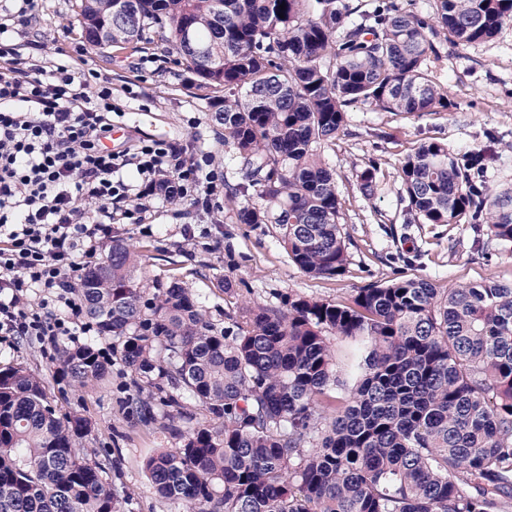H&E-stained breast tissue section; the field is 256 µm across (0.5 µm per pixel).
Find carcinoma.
<instances>
[{"label":"carcinoma","instance_id":"obj_1","mask_svg":"<svg viewBox=\"0 0 512 512\" xmlns=\"http://www.w3.org/2000/svg\"><path fill=\"white\" fill-rule=\"evenodd\" d=\"M285 9H280V5ZM93 49L158 32L212 102L241 182L240 224H268L314 277L349 267L336 171L325 145L351 110L407 118L452 106L434 68L512 22V0H77ZM484 152L427 140L399 161L407 224H458L512 252V192L480 177ZM370 158L356 189L375 195ZM134 254L112 240L78 292L117 343L133 386L183 418V446L148 457L156 492L186 512H505L512 504V282L369 284L345 302L250 301L217 329L191 288L147 296ZM356 344L349 386L329 337ZM112 362L64 347L58 374L83 388ZM194 403L217 423L191 424ZM86 418L60 417L43 379L0 369V512H120L112 460L87 451Z\"/></svg>","mask_w":512,"mask_h":512}]
</instances>
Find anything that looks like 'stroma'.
<instances>
[{"instance_id":"obj_1","label":"stroma","mask_w":512,"mask_h":512,"mask_svg":"<svg viewBox=\"0 0 512 512\" xmlns=\"http://www.w3.org/2000/svg\"><path fill=\"white\" fill-rule=\"evenodd\" d=\"M75 4L42 0L37 22L19 30L18 40L36 37L44 43V52L34 56L36 64L95 69L100 81L111 83L112 106L119 112L116 123L130 136L146 144L173 142L193 155H208L225 183H238L237 166L229 159L208 104L209 97L223 96V89L197 88L192 74L175 65L172 48L151 31L137 52L117 47L90 50ZM435 74L453 109L405 119L357 106L346 130L324 149L326 162L337 174L350 256L343 278L303 273L270 226L238 223L233 204L219 194L206 212L160 200L143 224L114 217L113 237L138 250V281L151 293L170 281L182 282L199 296L210 321L220 329L228 324L227 314L243 303L273 302L288 293L336 301L356 288L391 279L423 277L443 288L492 278L512 282V253L477 254L472 231L459 225L404 223L397 203L398 160L427 138L443 140L457 152L486 149L489 185L512 188V23L491 40L463 49L445 46ZM372 157L380 159L384 177L374 197L367 199L356 189V175ZM227 280L232 283L228 291L223 288ZM98 345L115 359L99 386L77 389L58 380L57 357L28 338L0 344V368L19 364L40 373L59 415L78 414L91 421L85 448L119 452L112 482L124 499L123 512H184L181 503L156 494L143 468L146 457L182 445L169 430L167 408L155 405L153 420H141L135 412L140 394L131 385L130 370L117 362V345L108 339Z\"/></svg>"}]
</instances>
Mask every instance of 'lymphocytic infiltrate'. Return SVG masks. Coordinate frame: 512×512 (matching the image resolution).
Wrapping results in <instances>:
<instances>
[{"label":"lymphocytic infiltrate","instance_id":"lymphocytic-infiltrate-1","mask_svg":"<svg viewBox=\"0 0 512 512\" xmlns=\"http://www.w3.org/2000/svg\"><path fill=\"white\" fill-rule=\"evenodd\" d=\"M36 5L20 0L10 24L31 26ZM10 24L0 23V336L53 350L93 329L73 286L111 239L113 211L149 212L162 192L206 210L218 177L176 144L109 149L111 86L29 63Z\"/></svg>","mask_w":512,"mask_h":512}]
</instances>
